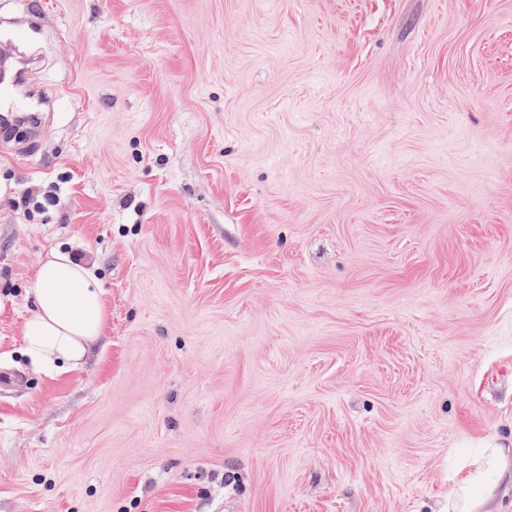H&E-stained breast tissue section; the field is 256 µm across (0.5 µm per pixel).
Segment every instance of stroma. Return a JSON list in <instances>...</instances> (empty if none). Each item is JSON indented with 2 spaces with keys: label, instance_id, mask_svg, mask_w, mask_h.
<instances>
[{
  "label": "stroma",
  "instance_id": "1",
  "mask_svg": "<svg viewBox=\"0 0 512 512\" xmlns=\"http://www.w3.org/2000/svg\"><path fill=\"white\" fill-rule=\"evenodd\" d=\"M0 512H447L512 448V0H0ZM93 265L77 370L23 354ZM19 71L3 66L0 73V125L1 132L7 131L17 123L33 122L34 115L27 110V98L18 96L7 98L11 89L17 87ZM5 98L2 100V97ZM33 294L35 310L25 325L23 353L36 368L58 374L80 367L108 321L92 267L51 249L38 268Z\"/></svg>",
  "mask_w": 512,
  "mask_h": 512
}]
</instances>
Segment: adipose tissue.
I'll return each mask as SVG.
<instances>
[{
  "label": "adipose tissue",
  "instance_id": "ef3b65f1",
  "mask_svg": "<svg viewBox=\"0 0 512 512\" xmlns=\"http://www.w3.org/2000/svg\"><path fill=\"white\" fill-rule=\"evenodd\" d=\"M35 310L25 325L23 352L32 365L56 373L80 367L103 335L108 311L88 263L53 249L41 262L33 288ZM512 474V450L487 449L448 498V512H495L496 483Z\"/></svg>",
  "mask_w": 512,
  "mask_h": 512
}]
</instances>
